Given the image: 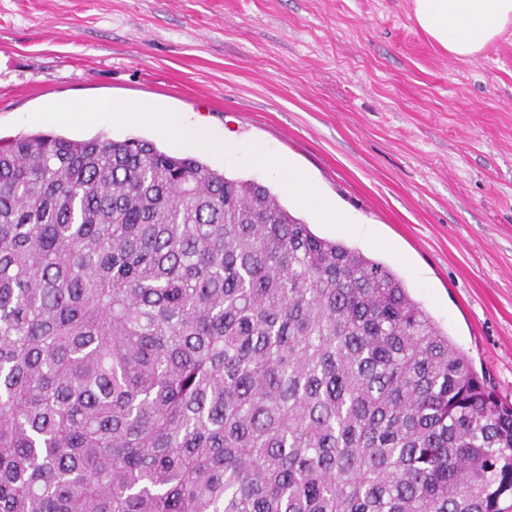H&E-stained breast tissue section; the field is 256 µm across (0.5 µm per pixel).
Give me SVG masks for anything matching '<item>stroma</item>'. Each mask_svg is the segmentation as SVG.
Returning <instances> with one entry per match:
<instances>
[{"instance_id": "35a3bbf8", "label": "stroma", "mask_w": 512, "mask_h": 512, "mask_svg": "<svg viewBox=\"0 0 512 512\" xmlns=\"http://www.w3.org/2000/svg\"><path fill=\"white\" fill-rule=\"evenodd\" d=\"M100 97L262 144L346 223L150 125L42 116ZM35 133L139 137L267 185L317 235L391 268L512 402V28L466 61L410 0H0V140Z\"/></svg>"}]
</instances>
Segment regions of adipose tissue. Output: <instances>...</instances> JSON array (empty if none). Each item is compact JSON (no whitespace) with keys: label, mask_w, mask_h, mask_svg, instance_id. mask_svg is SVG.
Returning <instances> with one entry per match:
<instances>
[{"label":"adipose tissue","mask_w":512,"mask_h":512,"mask_svg":"<svg viewBox=\"0 0 512 512\" xmlns=\"http://www.w3.org/2000/svg\"><path fill=\"white\" fill-rule=\"evenodd\" d=\"M418 26L442 49L457 59H470L497 40L512 26V0H411ZM45 116L73 124L96 123L113 126L140 120L152 123L176 140L209 150L228 159L244 157L274 173L296 203L344 223V216L325 198L307 175L285 159L272 155L255 143H235L210 128L186 124L181 115L155 105L146 111L129 103L104 97L92 103L74 100L49 104Z\"/></svg>","instance_id":"obj_1"}]
</instances>
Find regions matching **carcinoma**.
<instances>
[{
  "label": "carcinoma",
  "instance_id": "carcinoma-1",
  "mask_svg": "<svg viewBox=\"0 0 512 512\" xmlns=\"http://www.w3.org/2000/svg\"><path fill=\"white\" fill-rule=\"evenodd\" d=\"M512 405L386 265L140 138L0 146V512H503Z\"/></svg>",
  "mask_w": 512,
  "mask_h": 512
}]
</instances>
